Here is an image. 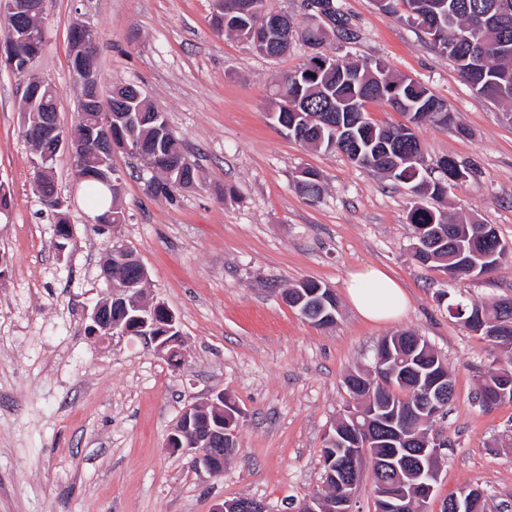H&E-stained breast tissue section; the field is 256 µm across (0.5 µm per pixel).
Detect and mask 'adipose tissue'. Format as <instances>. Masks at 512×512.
Returning <instances> with one entry per match:
<instances>
[{
  "label": "adipose tissue",
  "instance_id": "adipose-tissue-1",
  "mask_svg": "<svg viewBox=\"0 0 512 512\" xmlns=\"http://www.w3.org/2000/svg\"><path fill=\"white\" fill-rule=\"evenodd\" d=\"M346 290L352 307L372 322L398 319L408 306V297L398 280L380 268L349 273Z\"/></svg>",
  "mask_w": 512,
  "mask_h": 512
}]
</instances>
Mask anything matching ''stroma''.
Returning a JSON list of instances; mask_svg holds the SVG:
<instances>
[{"label":"stroma","mask_w":512,"mask_h":512,"mask_svg":"<svg viewBox=\"0 0 512 512\" xmlns=\"http://www.w3.org/2000/svg\"><path fill=\"white\" fill-rule=\"evenodd\" d=\"M336 3L355 39L325 53L381 62L453 115L451 125L420 126L422 153L429 164L454 158L470 174L422 205L494 225L512 242V103L478 95L421 31L372 0ZM212 12V0H44L36 72L59 90L61 125L77 121L68 33L83 18L95 28L102 89L137 85L199 170L196 187L157 197L146 162L116 153L125 221L101 229L73 156L60 153L55 184L74 226L62 253L23 136L27 79L0 71V184L12 196L0 215V512H213L239 497L293 512L323 488L325 437L354 403L346 376L370 368L378 343L399 331L424 336L454 384L432 424L448 446L430 512L465 486L483 490L487 512H512V403L489 409L475 398L480 373L512 351L482 341L435 299L440 289L477 304L512 297V261L459 280L418 264L404 187L301 145L270 117L279 81L311 47L297 38L287 55L264 57L217 33ZM304 169L320 175L318 200L295 187ZM115 243L147 268L148 298L175 313L183 366L137 338L102 344L86 334L85 314L106 291L100 261ZM366 267L386 269L405 289L402 317L375 324L350 305L347 275ZM304 280L335 293L333 325L316 327L283 301ZM220 391L243 417L223 475L212 476L165 441L186 406Z\"/></svg>","instance_id":"35a3bbf8"}]
</instances>
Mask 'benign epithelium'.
Wrapping results in <instances>:
<instances>
[{"mask_svg": "<svg viewBox=\"0 0 512 512\" xmlns=\"http://www.w3.org/2000/svg\"><path fill=\"white\" fill-rule=\"evenodd\" d=\"M213 7L230 15L238 13L251 15L255 12L253 0H229L223 3L214 0ZM9 9L29 21L32 34L44 38L40 15L42 2L40 0H0V10ZM75 80L82 89L80 96V116L87 112L97 113L93 123H82L81 137L75 139L65 133L57 134V129L45 124L42 137L53 140L56 151H67L81 163L84 145L93 148L98 157H112L117 152L128 153L131 147L124 144L117 146L112 143V137L104 135V131L112 124V113L104 112L99 107L97 70L94 63L89 62L75 73ZM105 263L101 264V275L107 282H112V264L120 265L129 260L127 248L117 251L107 250L103 256ZM85 330L90 337L106 341L116 335L138 334L147 343L154 346L156 352L163 356L175 367H180L185 361V341L178 328L175 313L162 302H149L144 298V289L139 282H133L128 288L114 287L110 294L98 301L86 314ZM431 385L425 399L415 407L407 410L389 409L386 406L371 407L359 412L348 414L349 419L357 428L366 431L365 440L359 446H347L336 434L327 435L325 446L339 447L350 456L363 453L376 447L374 437L367 433L369 427L378 420L382 413H387L392 421L388 445L395 452L407 453L409 438L406 437L403 420L407 416H415L422 420H430L441 412L448 385L445 378L436 373L429 374ZM242 417L240 409L230 412L224 409V393L217 392L204 406L189 405L180 414L166 437V447L173 452L192 455L195 463L211 475L224 473V441H232L233 425L239 423ZM448 447V440L435 434H426L420 439V448L414 455L422 457L418 462L416 474L412 480L400 479L394 484L382 482L376 488V497L382 499L384 512H408L411 508H419L421 512H429V504L435 485L439 479V469L436 464L441 449ZM338 491L330 500L321 497L304 499L297 512H343L345 507L353 502L355 482L342 481L335 478ZM483 494L475 487L461 489L449 505L450 512H482ZM214 512H266V507L259 501L238 500L232 503L218 504Z\"/></svg>", "mask_w": 512, "mask_h": 512, "instance_id": "obj_1", "label": "benign epithelium"}]
</instances>
